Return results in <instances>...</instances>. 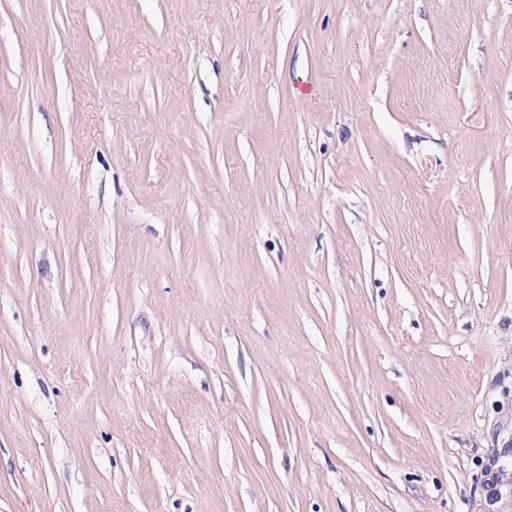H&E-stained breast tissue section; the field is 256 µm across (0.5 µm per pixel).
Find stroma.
<instances>
[{
	"mask_svg": "<svg viewBox=\"0 0 512 512\" xmlns=\"http://www.w3.org/2000/svg\"><path fill=\"white\" fill-rule=\"evenodd\" d=\"M512 441V0H0V512H482Z\"/></svg>",
	"mask_w": 512,
	"mask_h": 512,
	"instance_id": "1",
	"label": "stroma"
}]
</instances>
